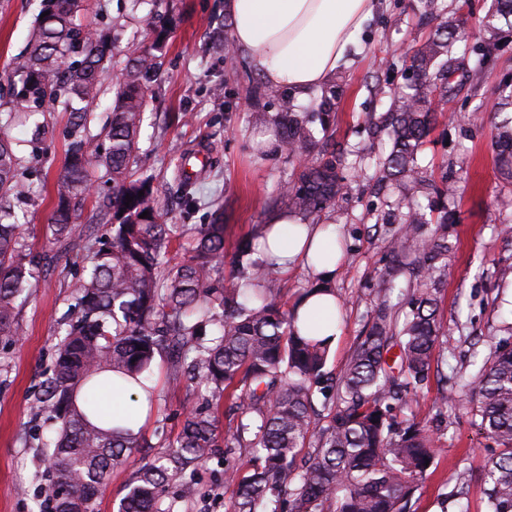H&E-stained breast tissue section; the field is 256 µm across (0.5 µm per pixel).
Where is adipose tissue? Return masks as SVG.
Returning <instances> with one entry per match:
<instances>
[{
    "mask_svg": "<svg viewBox=\"0 0 512 512\" xmlns=\"http://www.w3.org/2000/svg\"><path fill=\"white\" fill-rule=\"evenodd\" d=\"M373 5L374 0H226L233 43L252 70L269 87L295 92L329 83ZM259 234L267 242L265 257L276 269L289 270L311 255L312 276L326 281L340 263L335 242L302 216L277 213ZM296 325L305 336H339L338 300L330 295L304 300L297 307Z\"/></svg>",
    "mask_w": 512,
    "mask_h": 512,
    "instance_id": "ef3b65f1",
    "label": "adipose tissue"
}]
</instances>
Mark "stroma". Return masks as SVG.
<instances>
[{"label": "stroma", "mask_w": 512, "mask_h": 512, "mask_svg": "<svg viewBox=\"0 0 512 512\" xmlns=\"http://www.w3.org/2000/svg\"><path fill=\"white\" fill-rule=\"evenodd\" d=\"M443 17L461 32L458 48L472 47L484 36L483 19L491 0H440ZM39 0H0V94L14 79L13 62L24 53L35 27ZM168 15L162 42H155L147 24L150 9ZM425 0H376L375 10L358 43L352 46L332 79L336 99L331 127L338 149L355 176L343 200L315 216L343 251V261L330 286L342 303V331L332 344L327 369L343 371L368 321L381 287L378 270L389 252V239L376 233L378 215L388 212L407 187L379 181L365 156L381 142L365 122L366 114L382 115L390 93L403 81L409 53L436 29L427 21ZM224 0H157L134 6L133 0H89L79 21L111 31L112 72H120L143 48H154L162 61L161 75L146 96L144 123L136 167L152 177L166 224L224 226V272L232 274L239 242L255 237L272 210H285L280 186L295 181L297 159L278 148L274 120L284 92L267 87L234 46L229 31H216L213 19H226ZM485 67L480 84H461L437 111L430 141L421 153L425 176L440 181L453 174L458 190L448 207L456 215L450 274L440 286L439 309L448 326V348L437 351L427 383L411 412L434 426L437 458L412 500V512H486L479 475L493 447L466 408H442L443 383L438 366L463 373L474 371L473 355L486 340L512 324V277L498 271L512 267V209L499 197L512 195V182L502 178L493 148V113L499 86L512 78V33ZM484 112L483 122L464 124L460 114ZM54 133L44 150L27 156L24 181L32 186L25 237L42 259L43 273L27 301L18 307L23 325L20 340H0V512H51L45 497L46 465L40 446L49 435L44 414L36 407L39 384L50 368L60 318L68 311L70 285L79 266L54 261L56 248L46 235L59 172L66 163L68 115L49 112ZM203 152V168L194 182L199 200L194 209L182 203L176 176L181 158ZM157 397L153 416L141 434L162 448L176 438L184 406L195 391L168 383L166 359L155 370Z\"/></svg>", "instance_id": "stroma-1"}]
</instances>
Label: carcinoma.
<instances>
[{
  "label": "carcinoma",
  "mask_w": 512,
  "mask_h": 512,
  "mask_svg": "<svg viewBox=\"0 0 512 512\" xmlns=\"http://www.w3.org/2000/svg\"><path fill=\"white\" fill-rule=\"evenodd\" d=\"M84 10L85 0H40L39 13L49 15L36 19L11 85V102L27 110L33 145L49 133L36 115L52 106L70 116L67 161L47 224L65 261L76 248L78 206L93 187L110 185L100 211L109 232L86 247L85 274L71 285L73 316L60 324L53 368L38 397L56 433L41 448L56 512H95L110 473L127 467L135 453L142 458L121 512H170L162 504L172 487L174 499L189 508L218 499L201 491L196 478L198 466L214 458L224 465V489L231 490L225 512H411L436 448L434 432L403 409L418 401L445 336L437 290L448 276L455 220L443 200L454 196L456 182L443 179L428 207L418 200L399 204L393 218L379 224L394 243L381 280L388 291L399 290L406 310L399 317L387 301L376 303L364 336L333 377L326 371L329 343L295 329L254 240L240 244L228 279L222 224L183 225L191 255H172V230L162 222L151 178L133 169L144 93L162 62L150 49L130 60L113 80L108 124L91 134L89 108L107 73L111 34L76 22ZM504 26L512 29V0H496L487 36L472 49L470 81L481 80ZM466 57L454 51L452 33L442 25L411 56L406 89L394 94L382 122L388 150L375 158L381 178L428 195L418 164L434 124L426 90L443 80L449 93L451 62ZM334 96L332 86L316 112H300L284 97L277 113L280 146L304 162L298 180L279 195L305 218L348 193L342 154L334 146L314 152L312 124L330 132ZM494 129L499 169L512 180V117ZM23 168L25 158L1 136L0 339L10 341L22 335L16 309L40 277V256L25 239V216L15 210L31 201L18 179ZM410 242L416 249H408ZM163 355L170 383L197 382L207 407L185 410L175 443L154 453L140 434L103 426L95 390L134 383L153 405L148 381ZM82 390L80 408L75 397ZM226 399L241 416L235 431L224 433L213 409ZM441 402L471 405L480 430L497 443L480 486L487 512H512V333L488 344L477 370L443 392Z\"/></svg>",
  "instance_id": "obj_1"
}]
</instances>
